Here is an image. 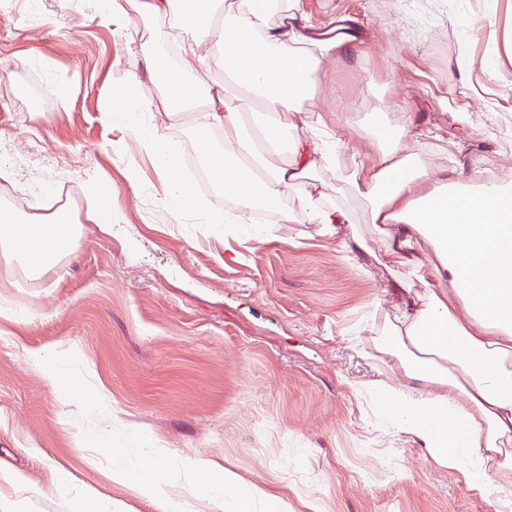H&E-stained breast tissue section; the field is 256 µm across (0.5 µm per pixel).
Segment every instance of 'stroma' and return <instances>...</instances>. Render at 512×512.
I'll return each instance as SVG.
<instances>
[{"instance_id":"35a3bbf8","label":"stroma","mask_w":512,"mask_h":512,"mask_svg":"<svg viewBox=\"0 0 512 512\" xmlns=\"http://www.w3.org/2000/svg\"><path fill=\"white\" fill-rule=\"evenodd\" d=\"M311 28L348 18L351 54L330 56L300 111L282 112L285 137L308 135L322 117L344 160L369 161L377 141L367 118L403 126L431 179L461 171L468 185L512 182V0H300ZM96 0H13L0 8V143L30 160L20 174L21 213L81 215L85 200L59 203L54 187L112 186L114 217L86 224L76 255L37 279L0 261V467L21 486L1 490L23 512H71L58 490H96L112 512H164L156 494L107 479L136 471L148 448L165 452L157 479L176 489L179 512H211L202 494L218 462L292 512H496L461 473L432 463L398 431L365 388L392 379L368 326L400 303L394 278L421 293L416 273L385 268L362 198L337 195L339 173L322 168L297 186L346 208L366 241L349 258L343 235L316 224L292 233L251 219L225 227L200 214L171 217V201L138 131L106 120L113 87L146 75L140 52L155 18L100 23ZM153 44V43H152ZM176 64L206 107L232 92L211 59ZM154 98L143 121L164 128L200 179L193 130ZM59 356L79 395L66 399L33 354ZM197 460L193 475L185 459ZM35 485L29 493L27 485Z\"/></svg>"}]
</instances>
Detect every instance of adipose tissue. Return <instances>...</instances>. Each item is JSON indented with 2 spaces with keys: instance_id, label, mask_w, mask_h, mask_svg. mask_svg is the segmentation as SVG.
<instances>
[{
  "instance_id": "adipose-tissue-1",
  "label": "adipose tissue",
  "mask_w": 512,
  "mask_h": 512,
  "mask_svg": "<svg viewBox=\"0 0 512 512\" xmlns=\"http://www.w3.org/2000/svg\"><path fill=\"white\" fill-rule=\"evenodd\" d=\"M272 4L240 0L222 10L217 0H101L100 16L113 22L136 11L171 18L192 29L194 48L205 50L269 111H295L319 82L325 58L349 44L306 37L294 8L287 22L270 25ZM157 94L195 128L223 130V152L204 143L200 153L216 188L233 197L241 213L275 205L281 223L317 224L330 235L349 223L344 208L310 195L299 198L297 209L281 206L301 180L334 164L335 155L318 154L308 138L281 140L276 121L249 130L235 98L220 90L199 111L197 94L180 70H168L159 84L131 76L113 88L106 117L134 123L136 112ZM403 136L402 128L380 127L372 160L340 169L342 188L368 202L386 256L414 269L422 244L432 251L436 282L427 297L409 292L407 280L394 281L407 295L384 313L377 348L391 358L401 381L377 382L373 391L399 430L415 436L438 466L463 472L502 512H512V494L502 484L512 474V185L473 188L458 177L431 181L425 169L409 168ZM145 147L166 181L173 217L199 210V199L179 178L182 159L169 150L164 131L147 132ZM279 147L287 162L270 163L269 151ZM88 195L78 222L61 212L21 215L1 207L0 254L33 277L48 274L76 252L82 224L111 223V187L94 186ZM211 473L205 493L214 512H224V491L236 490L241 503L262 494L223 465H212Z\"/></svg>"
}]
</instances>
